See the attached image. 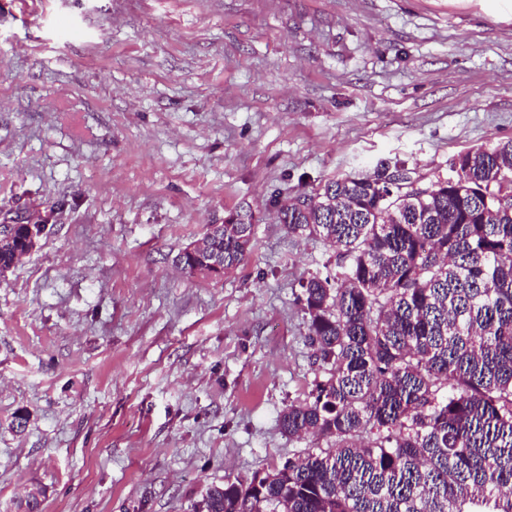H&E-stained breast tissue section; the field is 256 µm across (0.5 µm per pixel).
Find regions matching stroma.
<instances>
[{
  "mask_svg": "<svg viewBox=\"0 0 512 512\" xmlns=\"http://www.w3.org/2000/svg\"><path fill=\"white\" fill-rule=\"evenodd\" d=\"M511 139L512 0H0V223L52 227L0 276V512H205L304 452L339 257L274 195ZM236 212L247 260L181 272Z\"/></svg>",
  "mask_w": 512,
  "mask_h": 512,
  "instance_id": "35a3bbf8",
  "label": "stroma"
}]
</instances>
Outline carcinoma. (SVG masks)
<instances>
[{"label":"carcinoma","instance_id":"obj_1","mask_svg":"<svg viewBox=\"0 0 512 512\" xmlns=\"http://www.w3.org/2000/svg\"><path fill=\"white\" fill-rule=\"evenodd\" d=\"M431 186L374 176L277 204L295 237L341 259L300 283L319 376L280 415L325 443L208 489L206 512H512V140L463 154ZM252 215L204 235L193 274L247 258ZM30 246L0 224V271Z\"/></svg>","mask_w":512,"mask_h":512}]
</instances>
